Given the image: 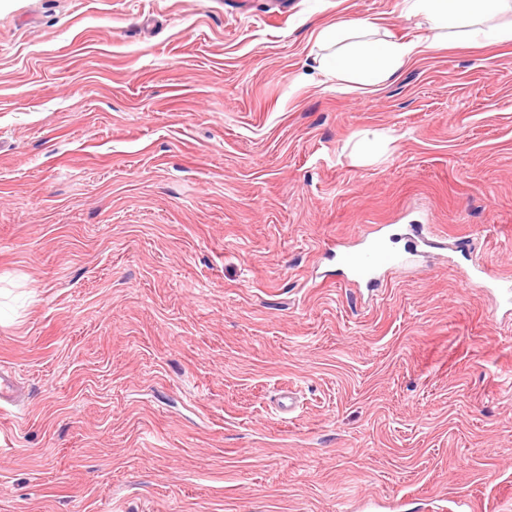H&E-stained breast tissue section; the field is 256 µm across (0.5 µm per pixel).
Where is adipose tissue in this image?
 Returning a JSON list of instances; mask_svg holds the SVG:
<instances>
[{"label":"adipose tissue","mask_w":512,"mask_h":512,"mask_svg":"<svg viewBox=\"0 0 512 512\" xmlns=\"http://www.w3.org/2000/svg\"><path fill=\"white\" fill-rule=\"evenodd\" d=\"M512 0H402L405 17L418 20L421 34L410 41L374 39L372 20H342L317 34L316 70L325 82L375 88L393 79L415 57L437 51L448 42V30L472 25V36L491 43L512 41V26L491 24L492 15Z\"/></svg>","instance_id":"ef3b65f1"}]
</instances>
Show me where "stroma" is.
Returning <instances> with one entry per match:
<instances>
[{
    "label": "stroma",
    "mask_w": 512,
    "mask_h": 512,
    "mask_svg": "<svg viewBox=\"0 0 512 512\" xmlns=\"http://www.w3.org/2000/svg\"><path fill=\"white\" fill-rule=\"evenodd\" d=\"M356 17L417 34L400 0H0V512L512 504V42L297 85ZM412 224L423 262L337 282L327 244ZM19 392L18 380L12 371L0 369V413L5 414V404L13 405L14 399Z\"/></svg>",
    "instance_id": "obj_1"
}]
</instances>
